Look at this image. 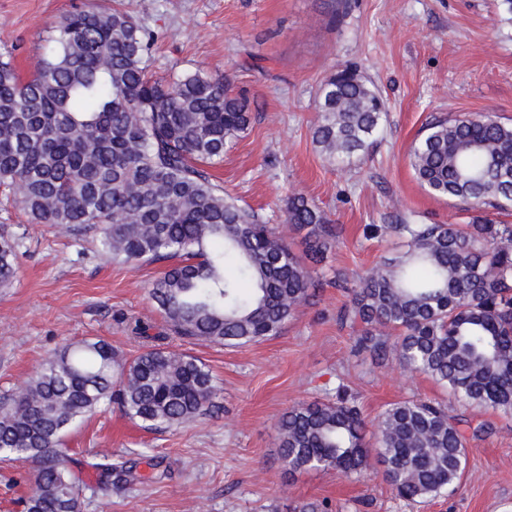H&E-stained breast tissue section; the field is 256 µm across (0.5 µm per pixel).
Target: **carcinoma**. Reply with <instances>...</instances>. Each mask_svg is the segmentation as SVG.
Masks as SVG:
<instances>
[{"mask_svg":"<svg viewBox=\"0 0 512 512\" xmlns=\"http://www.w3.org/2000/svg\"><path fill=\"white\" fill-rule=\"evenodd\" d=\"M50 51L22 76L0 56V188L18 194L31 224L64 236L93 234L101 252L131 267L162 264L150 296L172 334L239 347L278 335L309 301L316 266L337 225L304 194L286 201L278 227L238 204L208 168L247 131L250 114L222 75L149 74L154 39L120 8L82 9L54 21ZM315 147L351 166L382 132L385 102L355 67L320 85ZM416 181L476 215L465 224H368L403 251L331 284L354 331L352 350L426 375L459 401L512 414V123L494 116L438 117L409 150ZM18 240L0 233V288L17 275ZM215 394L196 357L154 344L131 359L103 339L54 353L15 397L0 402V457L30 465L24 512H82L83 480L61 443L71 425L115 403L147 429H175ZM461 420L438 402L391 404L369 433L343 383L299 402L278 422L292 472L361 475L380 469L396 497L453 495L465 470ZM104 490L135 478L136 462L97 464Z\"/></svg>","mask_w":512,"mask_h":512,"instance_id":"1","label":"carcinoma"}]
</instances>
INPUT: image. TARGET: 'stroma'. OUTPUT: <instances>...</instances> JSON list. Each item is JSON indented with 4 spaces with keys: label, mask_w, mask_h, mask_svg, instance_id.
<instances>
[{
    "label": "stroma",
    "mask_w": 512,
    "mask_h": 512,
    "mask_svg": "<svg viewBox=\"0 0 512 512\" xmlns=\"http://www.w3.org/2000/svg\"><path fill=\"white\" fill-rule=\"evenodd\" d=\"M118 0H0V54L12 53L29 73L47 49L50 24L68 12L112 8ZM157 35L151 72L169 79L201 70L225 75L245 98L252 121L223 162L216 184L265 220L285 227L289 194L304 193L340 229L319 270L363 272L395 254L396 238H366L368 224H459L453 201L419 186L408 151L426 122L440 115H497L512 122V9L505 0H119ZM357 66L381 93L387 118L364 160L336 166L315 148L311 129L321 81ZM20 239L13 285L0 288V398L17 394L48 355L102 338L123 357L143 350L131 322L150 335L168 326L149 296L156 265L133 269L101 254L92 237H64L29 223L12 194L0 192V225ZM344 301L316 289L282 332L236 348L186 344L217 391L197 421L149 431L116 405L98 409L64 438L85 482L82 512H286L295 502L328 501L332 512H512V416L461 406L430 377H412L394 361L351 350L349 329L336 321ZM360 398L368 422L410 398L447 404L495 431L469 439L458 493L425 502L395 496L381 474L290 472L276 446L289 406L324 398L338 383ZM136 460L139 480L97 490L95 462ZM162 463L168 476L151 479ZM29 469L0 461V512H22Z\"/></svg>",
    "instance_id": "1"
}]
</instances>
